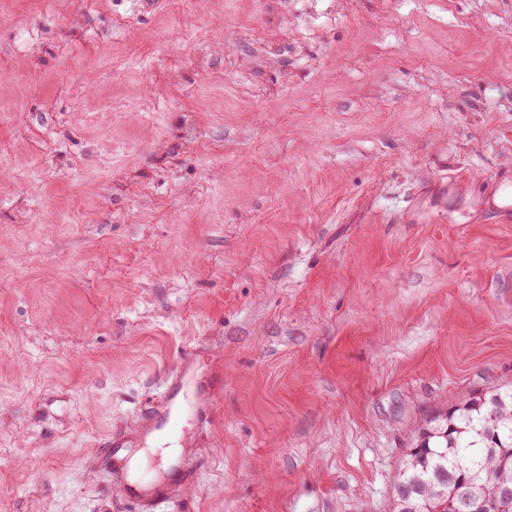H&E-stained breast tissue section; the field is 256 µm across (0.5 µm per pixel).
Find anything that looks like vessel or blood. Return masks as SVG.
Instances as JSON below:
<instances>
[{
    "mask_svg": "<svg viewBox=\"0 0 512 512\" xmlns=\"http://www.w3.org/2000/svg\"><path fill=\"white\" fill-rule=\"evenodd\" d=\"M200 348L190 347L178 355L163 380L161 399L150 405L137 420L134 431L113 436L106 448L112 488L122 500L136 505L138 512H159L192 486L199 472V451L186 430L190 420L205 422L211 415L215 388L196 373ZM181 442L180 451L158 459L154 468L165 471L164 479L128 480L126 463L133 443L148 444L160 440Z\"/></svg>",
    "mask_w": 512,
    "mask_h": 512,
    "instance_id": "vessel-or-blood-1",
    "label": "vessel or blood"
}]
</instances>
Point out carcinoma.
<instances>
[{
  "instance_id": "cac0c4a2",
  "label": "carcinoma",
  "mask_w": 512,
  "mask_h": 512,
  "mask_svg": "<svg viewBox=\"0 0 512 512\" xmlns=\"http://www.w3.org/2000/svg\"><path fill=\"white\" fill-rule=\"evenodd\" d=\"M512 449V387L476 394L425 422L406 450L398 480L409 490L395 496V512H452L449 491L463 478L491 499L512 486V467L501 464Z\"/></svg>"
}]
</instances>
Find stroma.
<instances>
[{
    "mask_svg": "<svg viewBox=\"0 0 512 512\" xmlns=\"http://www.w3.org/2000/svg\"><path fill=\"white\" fill-rule=\"evenodd\" d=\"M190 346L177 512H391L512 385V0H0V512H135ZM201 354L199 347L182 350L174 367L165 373L160 401L143 412L134 431H123L107 443L112 489L122 500L136 505L139 512H159L162 505L180 497L197 478L200 453L185 425L195 419L201 429L211 416L216 395L212 384L197 376L196 364ZM172 439L183 443L180 451L152 464L157 470L168 472L164 479H127L125 468L132 443L144 445Z\"/></svg>",
    "mask_w": 512,
    "mask_h": 512,
    "instance_id": "stroma-1",
    "label": "stroma"
}]
</instances>
